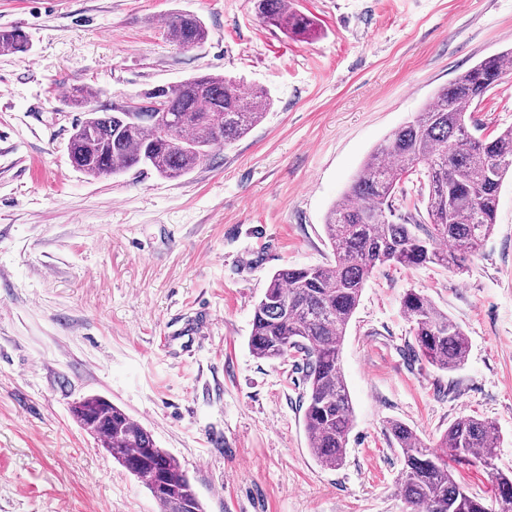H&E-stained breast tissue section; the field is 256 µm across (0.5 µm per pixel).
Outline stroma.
I'll use <instances>...</instances> for the list:
<instances>
[{
  "label": "stroma",
  "instance_id": "35a3bbf8",
  "mask_svg": "<svg viewBox=\"0 0 512 512\" xmlns=\"http://www.w3.org/2000/svg\"><path fill=\"white\" fill-rule=\"evenodd\" d=\"M318 31L264 26L252 0H0V512H158L151 493L73 420L98 394L186 470L204 512H407L398 420L428 445L473 415L512 470V179L480 252L458 272L378 266L342 346L354 410L344 464L312 457L295 359L252 355L269 275L333 261L332 204L367 156L439 88L512 46V0H293ZM209 31L183 50L168 15ZM210 73L273 104L190 173L76 172L66 144L82 111ZM483 135L512 126V75L471 108ZM421 291L463 329L446 372L414 353L402 309ZM208 314L201 336L181 330ZM29 41L26 33L19 29L0 30V53H26Z\"/></svg>",
  "mask_w": 512,
  "mask_h": 512
}]
</instances>
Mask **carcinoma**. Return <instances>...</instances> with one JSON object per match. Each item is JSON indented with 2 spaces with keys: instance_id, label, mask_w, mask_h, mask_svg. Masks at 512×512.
Listing matches in <instances>:
<instances>
[{
  "instance_id": "carcinoma-1",
  "label": "carcinoma",
  "mask_w": 512,
  "mask_h": 512,
  "mask_svg": "<svg viewBox=\"0 0 512 512\" xmlns=\"http://www.w3.org/2000/svg\"><path fill=\"white\" fill-rule=\"evenodd\" d=\"M267 25L307 39L313 19L290 0H253ZM166 35L183 49L205 42L208 29L192 13H175ZM19 29L0 30V53H26ZM512 73V47L489 56L440 88L422 110L374 150L350 188L332 206L325 233L334 262L315 267H283L268 279L254 307L248 345L254 356L284 360L300 355L307 385L304 426L312 456L337 469L346 458L354 412L341 366L347 328L366 281L386 263L407 267L440 265L464 269L470 255L495 225L498 193L512 175V127L493 137L476 134L468 112L504 76ZM94 95L76 88L72 104L85 117L67 144L71 166L100 178L145 166L173 179L198 166L217 145L246 135L271 105L268 94H247L239 81L202 74L156 87L142 95L158 112L97 109ZM412 172L422 176L425 216L399 224L396 190ZM402 309L412 327L417 352L446 371L467 356L462 328L421 292L408 290ZM73 419L100 442L112 459L146 485L161 512H204L194 487L176 458L109 399L88 395L74 402ZM403 465L398 486L411 512H512V474L494 467L498 438L492 423L466 416L448 426L433 449L407 426L390 423ZM487 470L496 483L497 509L456 479L449 460Z\"/></svg>"
}]
</instances>
